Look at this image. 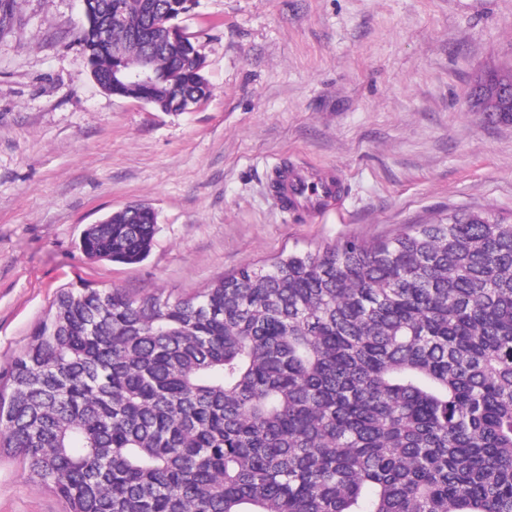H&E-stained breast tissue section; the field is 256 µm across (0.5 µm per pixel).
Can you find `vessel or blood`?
Here are the masks:
<instances>
[{"label":"vessel or blood","mask_w":512,"mask_h":512,"mask_svg":"<svg viewBox=\"0 0 512 512\" xmlns=\"http://www.w3.org/2000/svg\"><path fill=\"white\" fill-rule=\"evenodd\" d=\"M279 202L284 210L306 209L310 212H324L340 203L346 192V185L340 176L323 171L308 176L304 167L284 164L278 179Z\"/></svg>","instance_id":"vessel-or-blood-1"}]
</instances>
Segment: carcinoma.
I'll use <instances>...</instances> for the list:
<instances>
[{"instance_id":"obj_1","label":"carcinoma","mask_w":512,"mask_h":512,"mask_svg":"<svg viewBox=\"0 0 512 512\" xmlns=\"http://www.w3.org/2000/svg\"><path fill=\"white\" fill-rule=\"evenodd\" d=\"M18 7L0 0V37ZM189 10L85 0L92 78L161 112L207 99ZM117 15L140 33L98 43ZM151 49L148 90L119 80ZM159 230L132 203L78 249L136 264ZM3 379L0 449L68 512H512V224L452 212L186 297L62 288Z\"/></svg>"}]
</instances>
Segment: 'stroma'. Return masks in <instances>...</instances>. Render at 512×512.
<instances>
[{
    "label": "stroma",
    "mask_w": 512,
    "mask_h": 512,
    "mask_svg": "<svg viewBox=\"0 0 512 512\" xmlns=\"http://www.w3.org/2000/svg\"><path fill=\"white\" fill-rule=\"evenodd\" d=\"M19 19L0 37V372L82 280L187 296L296 249L512 217V124L467 103L477 72L512 68V0H197L211 95L182 113L95 82L80 0H20ZM286 161L337 173L342 207L284 213ZM132 202L158 214L148 258L86 260L83 230ZM64 508L0 455V512Z\"/></svg>",
    "instance_id": "obj_1"
}]
</instances>
